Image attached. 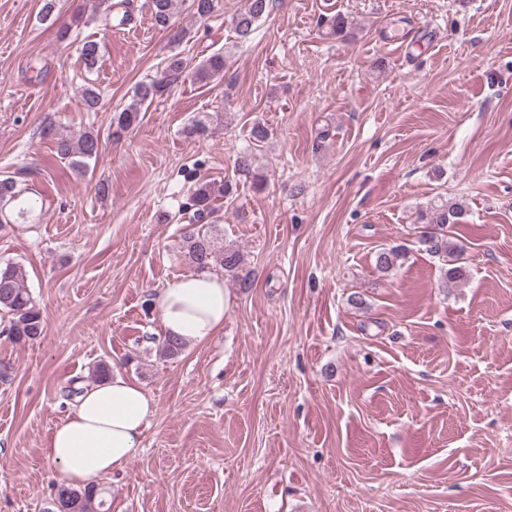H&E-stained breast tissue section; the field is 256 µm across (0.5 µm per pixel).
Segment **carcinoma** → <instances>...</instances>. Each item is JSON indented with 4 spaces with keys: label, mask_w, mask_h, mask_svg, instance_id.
Returning <instances> with one entry per match:
<instances>
[{
    "label": "carcinoma",
    "mask_w": 512,
    "mask_h": 512,
    "mask_svg": "<svg viewBox=\"0 0 512 512\" xmlns=\"http://www.w3.org/2000/svg\"><path fill=\"white\" fill-rule=\"evenodd\" d=\"M177 2L152 0L153 14L158 25H168ZM269 8L270 0H247L245 10L233 19L237 39L246 40L254 31V26L269 12ZM79 53L86 67L91 69L99 57V43L85 41L79 46ZM225 65L226 58L222 52L213 53L194 66L182 57L172 56L157 79L137 86L131 102L120 110L115 135L119 136L136 126L143 107L171 92L178 83L189 79L206 85L224 72ZM82 97L89 112H97L107 105L101 93L92 86L83 89ZM48 134L53 136L57 156L70 160L73 168L80 172L86 167V161L97 158L101 152L100 138L91 132L84 133L76 140L52 128ZM26 192L27 189L20 187L14 177L0 178V213H5L8 208L16 219L28 221L33 209L21 200ZM231 192L232 185L228 182L219 185L200 182L192 193L191 202L186 204V208L193 210V213L189 223L182 227V249L199 270L219 265L233 271L241 262L239 253L224 252V246L219 244L213 234L216 228L213 202L217 197ZM463 214L462 204L442 202L427 205L419 215L422 231L418 243L423 251L445 262V277L452 283L464 280L467 274L462 264L461 250L448 238L449 226L458 223ZM406 258L407 250L401 245L382 247L375 253V269L382 274L391 273ZM25 278L26 270L17 262L0 266V310L9 316L6 328L8 335L18 342L40 338L45 328L43 315L25 286ZM184 345V341L170 336L158 343L160 352L167 357L178 355ZM52 504L51 512H107L105 491L98 488L82 490L61 485L57 488Z\"/></svg>",
    "instance_id": "cac0c4a2"
}]
</instances>
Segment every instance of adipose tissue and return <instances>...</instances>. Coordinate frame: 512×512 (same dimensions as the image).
<instances>
[{
	"mask_svg": "<svg viewBox=\"0 0 512 512\" xmlns=\"http://www.w3.org/2000/svg\"><path fill=\"white\" fill-rule=\"evenodd\" d=\"M165 335L203 343L224 328L229 298L222 276H184L153 299ZM155 413L153 397L120 373L83 385L71 414L52 433L48 455L68 484L91 487L127 463Z\"/></svg>",
	"mask_w": 512,
	"mask_h": 512,
	"instance_id": "ef3b65f1",
	"label": "adipose tissue"
}]
</instances>
